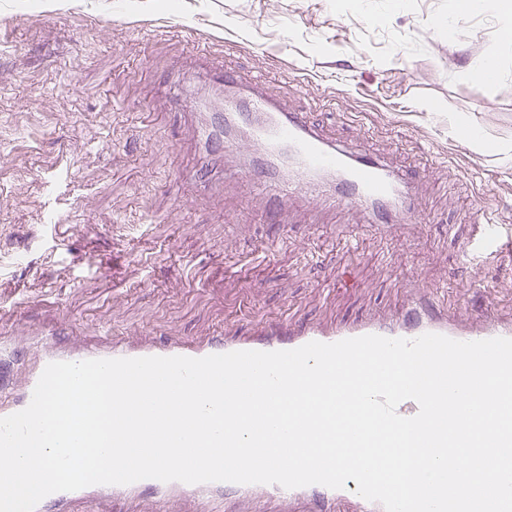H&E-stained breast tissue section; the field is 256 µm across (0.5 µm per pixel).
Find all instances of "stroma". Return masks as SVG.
<instances>
[{
    "mask_svg": "<svg viewBox=\"0 0 512 512\" xmlns=\"http://www.w3.org/2000/svg\"><path fill=\"white\" fill-rule=\"evenodd\" d=\"M0 0V336L56 330L87 344L251 334L288 316L323 325L396 313L438 292L462 316L512 311V246L463 259L478 195L512 232V165L462 144L464 118L512 147L504 17L456 0ZM453 20L444 30V20ZM260 78L327 137L416 176V223L373 228L244 175L246 137L202 183L201 115L222 108L212 65ZM350 271L353 287L336 275Z\"/></svg>",
    "mask_w": 512,
    "mask_h": 512,
    "instance_id": "obj_1",
    "label": "stroma"
}]
</instances>
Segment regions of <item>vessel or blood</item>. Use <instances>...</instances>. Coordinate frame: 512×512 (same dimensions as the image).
<instances>
[{"label": "vessel or blood", "instance_id": "1", "mask_svg": "<svg viewBox=\"0 0 512 512\" xmlns=\"http://www.w3.org/2000/svg\"><path fill=\"white\" fill-rule=\"evenodd\" d=\"M235 119L239 125L247 127L251 137L262 146L265 166L289 158L293 174L287 181L288 189H295L301 183L314 187L330 183L334 198L360 205L368 224H401L414 218L416 206L410 173L394 171L376 155L355 153L325 139L306 114L285 110L255 90L248 96L247 108L236 112ZM480 214L478 232L468 245L472 256L496 251L506 243L500 225L490 218L488 207H481ZM425 333L441 334L458 341L512 338V316L481 312L470 321L461 322L450 312L447 301L422 294L400 313L387 317L348 321L330 327L280 319L268 323L261 333L246 336L220 334L153 344L107 336L98 343L74 347L58 340L54 330L48 329L32 342L34 361L23 384L18 386L9 378L0 377V417L26 408L44 368L57 361L151 356L202 358L241 350H291L311 341L334 343L370 334L414 339ZM356 488V482L351 479L342 489L323 485L287 489L277 484H187L143 479L126 485H92L77 491L56 492L48 495L47 500L56 512H75V505L84 503L133 502L145 495L152 499L148 512H177L180 504L191 505L192 512H234L233 505L240 499L251 500L259 507L270 501L306 502L314 505L315 512H384L380 503L362 498Z\"/></svg>", "mask_w": 512, "mask_h": 512}]
</instances>
